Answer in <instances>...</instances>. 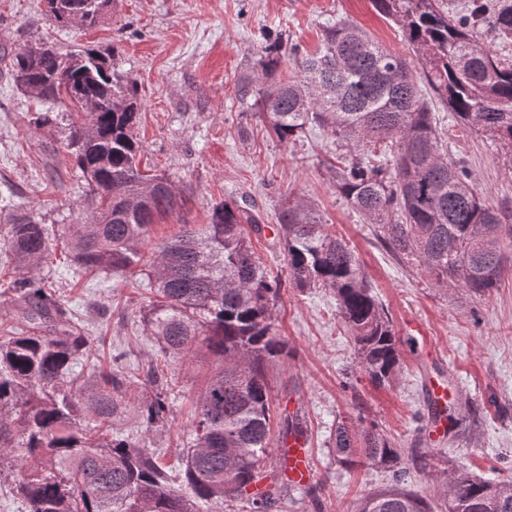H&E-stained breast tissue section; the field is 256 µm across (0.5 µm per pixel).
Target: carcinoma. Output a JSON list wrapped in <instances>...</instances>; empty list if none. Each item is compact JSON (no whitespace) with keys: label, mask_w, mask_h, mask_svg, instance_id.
I'll return each mask as SVG.
<instances>
[{"label":"carcinoma","mask_w":512,"mask_h":512,"mask_svg":"<svg viewBox=\"0 0 512 512\" xmlns=\"http://www.w3.org/2000/svg\"><path fill=\"white\" fill-rule=\"evenodd\" d=\"M111 3L46 0V15L65 26L79 14L94 28ZM372 4L402 27L421 72L339 19L312 52L264 36L259 80L243 81L239 98L253 100L281 143L310 126L330 131L344 149L336 192L374 225L376 237L436 287L452 283L486 296L504 272L512 208L486 200L464 163L439 148L431 104L437 100L457 124L512 157V0ZM482 35L498 48L481 45ZM285 55L295 67L288 76L279 74ZM11 68L17 85L48 105L36 126L51 124L55 107L71 108L65 149L87 182L92 212L59 233L30 212L11 215L4 245L23 273L10 285L23 323L0 339V479L25 512H194L201 501L241 499L259 482L270 449L267 366L289 355L276 330L281 283L267 274L248 231L261 224L259 214L224 200L212 205L209 223L183 224L151 243L156 218L173 213L178 201L169 179L141 169L135 82L90 46L65 56L47 44L31 46L13 55ZM420 77L433 99L422 96ZM89 100L96 111H85ZM278 222L289 284L333 293L357 366L376 385L391 382L401 364L398 339L354 251L299 200L286 203ZM61 243L80 269L148 282L159 301L141 323L156 353L186 357L202 345L221 362L197 397L181 488L171 485L154 450V436L170 421L172 381L151 367L133 383L122 354L107 373L73 370L89 355L90 338L41 275ZM131 417L134 430L124 427ZM278 424L283 436L304 437L299 419L281 416ZM332 448L345 468L395 476L363 496L355 512H432L405 483L410 470L426 465L418 449L404 451L376 427L344 421ZM284 487L251 497L253 512H269ZM436 494L445 512H512V480H482L461 466Z\"/></svg>","instance_id":"obj_1"}]
</instances>
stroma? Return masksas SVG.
Returning <instances> with one entry per match:
<instances>
[{
    "label": "stroma",
    "instance_id": "35a3bbf8",
    "mask_svg": "<svg viewBox=\"0 0 512 512\" xmlns=\"http://www.w3.org/2000/svg\"><path fill=\"white\" fill-rule=\"evenodd\" d=\"M339 18L416 64L402 29L371 0H116L100 25L84 31L49 20L44 0H0L1 231L11 208L33 212L53 228L81 223L87 214V185L64 149L68 108L60 107L54 123L34 127L39 104L10 73L16 52L45 41L65 53L83 45L113 50L115 70L135 81L141 167L170 178L183 200L174 215L153 225V242L174 236L181 225L208 223L212 205L222 200L261 212L253 246L283 284L276 325L289 350L287 359L268 367L273 408L303 415L316 489L310 496L289 487L270 512H350L364 494L392 483V473L337 464L329 441L341 421H365L400 447L425 452L429 466L407 479L417 495L432 498L449 462L485 480L512 479V272L481 298L434 287L337 196L339 150L330 132L313 127L280 143L237 95L240 83L258 73L264 35L311 51ZM436 121L443 144L464 162L482 195L512 206V162L502 149L457 125L444 108H437ZM290 197L301 198L354 250L404 345L391 383L375 385L355 367L332 293L288 286L278 212ZM52 262L54 285L85 326L93 359L122 352L132 368L152 362L175 380L172 419L155 446L173 478L181 479L193 403L215 369L214 357L203 348L189 357L155 356L139 321L152 299L143 279L74 272L61 250ZM434 372L445 374L453 389L451 424L437 442L427 422L415 419L428 411L426 381Z\"/></svg>",
    "mask_w": 512,
    "mask_h": 512
}]
</instances>
